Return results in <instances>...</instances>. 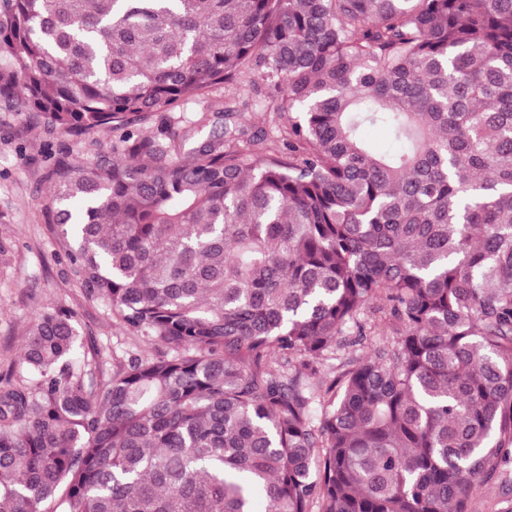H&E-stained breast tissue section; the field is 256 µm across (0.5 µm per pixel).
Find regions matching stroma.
I'll return each mask as SVG.
<instances>
[{
	"label": "stroma",
	"instance_id": "stroma-1",
	"mask_svg": "<svg viewBox=\"0 0 512 512\" xmlns=\"http://www.w3.org/2000/svg\"><path fill=\"white\" fill-rule=\"evenodd\" d=\"M120 131L76 137L43 125L32 113L0 110V375L18 365L24 334L39 311H72L80 351L111 373L114 361L154 353L126 332L103 302L77 284L49 214L46 172L60 156L83 164L111 154ZM470 512H512V467L490 463Z\"/></svg>",
	"mask_w": 512,
	"mask_h": 512
}]
</instances>
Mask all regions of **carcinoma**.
<instances>
[{"mask_svg": "<svg viewBox=\"0 0 512 512\" xmlns=\"http://www.w3.org/2000/svg\"><path fill=\"white\" fill-rule=\"evenodd\" d=\"M243 85L296 119L249 129ZM218 87L192 146L213 105L165 114ZM0 109L125 131L49 200L159 347L106 378L34 317L0 512H469L512 446V0H0ZM376 302L392 336L323 379Z\"/></svg>", "mask_w": 512, "mask_h": 512, "instance_id": "obj_1", "label": "carcinoma"}]
</instances>
